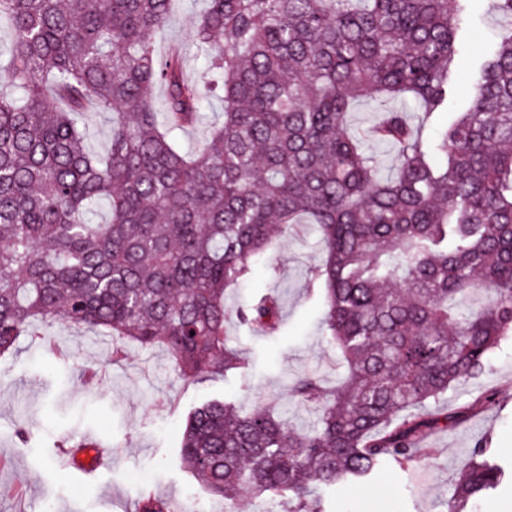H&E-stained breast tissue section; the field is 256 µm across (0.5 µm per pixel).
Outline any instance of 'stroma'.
I'll return each mask as SVG.
<instances>
[{
	"label": "stroma",
	"mask_w": 512,
	"mask_h": 512,
	"mask_svg": "<svg viewBox=\"0 0 512 512\" xmlns=\"http://www.w3.org/2000/svg\"><path fill=\"white\" fill-rule=\"evenodd\" d=\"M206 7V0H175L156 37L157 51L171 44L186 48L187 72L196 79L205 63L189 45ZM502 26L488 0H462L448 110L427 124L430 141H438L445 125L471 106ZM322 257L317 226L295 225L257 260L250 278L227 292L232 308L278 293L281 324L261 334L228 318L229 343L248 366L220 381L183 379L160 346L128 343L126 360L113 362L111 338L67 323H46L39 335L19 337L13 358L0 362V512H137L144 488L184 512H286L277 497L213 498L181 466L178 440L188 411L213 396L234 402L244 414L263 406L300 431L315 426L317 415L294 398L293 381L310 372L334 387L344 375L323 332L322 292L310 286ZM487 393L493 403L479 404ZM428 410L448 412L454 420L432 433L426 460L404 466L388 461L368 479L326 491L324 512H448L454 480L479 443L506 478L468 504V512H512V335L494 350L484 373ZM86 436L110 444L112 463L84 481L62 460L58 444Z\"/></svg>",
	"instance_id": "obj_1"
}]
</instances>
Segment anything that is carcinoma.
I'll return each mask as SVG.
<instances>
[{
    "mask_svg": "<svg viewBox=\"0 0 512 512\" xmlns=\"http://www.w3.org/2000/svg\"><path fill=\"white\" fill-rule=\"evenodd\" d=\"M173 0H0V356L46 322L166 348L186 379L246 368L224 329V297L296 224L319 225L325 324L346 366L326 391L293 382L318 411L301 433L265 408L211 398L187 416L181 465L209 493L281 497L323 512L317 493L428 455L446 413H419L481 373L512 334V0L471 107L432 146L448 108L461 0H207L193 45L208 81L154 36ZM230 43H221V37ZM162 87L155 103L153 91ZM221 119L194 151L172 136L200 122L202 87ZM359 100L403 101L362 135ZM112 114L109 152H88L84 117ZM386 144L383 177L364 141ZM104 224L91 223L96 208ZM492 299L468 314L456 297ZM277 330L279 298L236 308ZM476 446L448 512L500 483ZM139 512H170L143 490Z\"/></svg>",
    "mask_w": 512,
    "mask_h": 512,
    "instance_id": "obj_1",
    "label": "carcinoma"
}]
</instances>
